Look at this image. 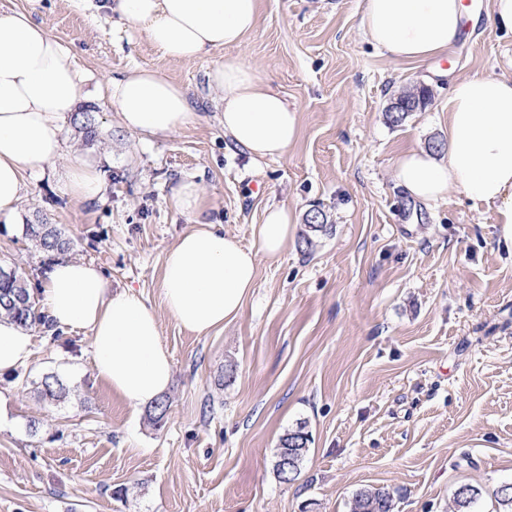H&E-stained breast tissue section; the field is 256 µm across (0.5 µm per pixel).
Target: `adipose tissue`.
<instances>
[{"label":"adipose tissue","mask_w":512,"mask_h":512,"mask_svg":"<svg viewBox=\"0 0 512 512\" xmlns=\"http://www.w3.org/2000/svg\"><path fill=\"white\" fill-rule=\"evenodd\" d=\"M125 26L141 31L162 56L189 62L236 47L259 18V0H112ZM461 0H364L365 36L390 58L423 63L447 54L461 31ZM224 131L252 159L284 155L298 137L295 109L239 57L225 56L207 73ZM81 74L71 49L20 11L0 12V217L15 215L25 176L39 175L63 154L66 117L81 102ZM108 97L127 131L164 135L193 123L194 106L181 85L161 72L134 67L113 79ZM446 158L410 149L395 162L399 185L427 203L457 192L494 207L502 240L512 247V77L456 79L448 95ZM64 194L90 200L103 194L101 169L73 158L59 178ZM297 222L295 211L268 208L258 249L242 246L217 224H197L163 261L162 298L181 327L205 334L243 309L255 284L259 257L277 258ZM55 328L92 334L97 379L135 406L164 394L173 366L161 342L153 306L126 288L112 291L93 263L65 259L40 292ZM27 328L0 320V374L26 364Z\"/></svg>","instance_id":"1"}]
</instances>
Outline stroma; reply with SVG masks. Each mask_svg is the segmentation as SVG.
I'll return each mask as SVG.
<instances>
[{
    "instance_id": "35a3bbf8",
    "label": "stroma",
    "mask_w": 512,
    "mask_h": 512,
    "mask_svg": "<svg viewBox=\"0 0 512 512\" xmlns=\"http://www.w3.org/2000/svg\"><path fill=\"white\" fill-rule=\"evenodd\" d=\"M44 24L84 76L80 111L94 144L65 124L64 158L28 177L12 221L0 218V261L42 286L57 256L25 237L55 224L68 256L133 288L158 315L171 355L161 425L92 377L90 333L33 326L30 361L0 376V512H349L362 488L388 491L393 512H450L455 490L480 489L475 512H500L512 482V249L492 207L459 194L431 205L399 186L395 161L446 143L455 78L512 76V35L482 0L467 38L442 61H394L361 30L362 0H259V20L232 55L254 66L296 109L299 137L282 157L252 160L224 132L207 72L224 50L191 62L159 55L144 34L117 30L108 9L81 0H0ZM141 66L186 88L198 118L167 135L125 130L108 79ZM427 87L426 105L398 124L387 109ZM105 172L103 197L58 185L67 156ZM209 199L175 209L182 182ZM299 220L277 260L260 258L242 311L223 328L182 329L162 300L166 252L194 224H219L257 247L266 209ZM331 227L305 245L303 222ZM56 374L68 398L41 400ZM306 423L298 479L275 472L280 437Z\"/></svg>"
}]
</instances>
